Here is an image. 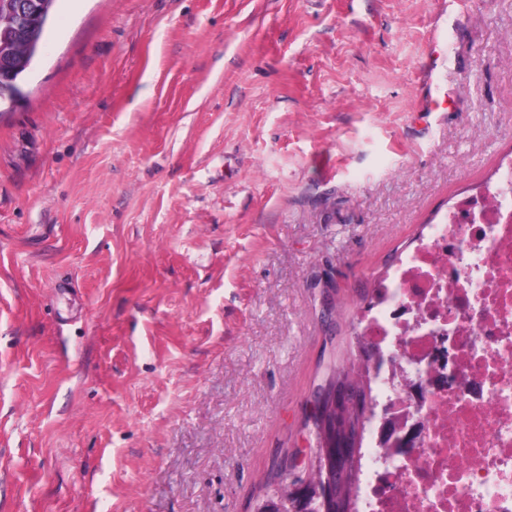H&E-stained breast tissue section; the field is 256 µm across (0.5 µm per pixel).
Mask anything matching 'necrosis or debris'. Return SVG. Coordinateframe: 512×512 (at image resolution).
<instances>
[{"mask_svg":"<svg viewBox=\"0 0 512 512\" xmlns=\"http://www.w3.org/2000/svg\"><path fill=\"white\" fill-rule=\"evenodd\" d=\"M372 282L355 512H512V156Z\"/></svg>","mask_w":512,"mask_h":512,"instance_id":"4bbe7bcc","label":"necrosis or debris"}]
</instances>
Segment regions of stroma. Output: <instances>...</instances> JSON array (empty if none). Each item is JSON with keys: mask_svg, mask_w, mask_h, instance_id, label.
I'll return each instance as SVG.
<instances>
[{"mask_svg": "<svg viewBox=\"0 0 512 512\" xmlns=\"http://www.w3.org/2000/svg\"><path fill=\"white\" fill-rule=\"evenodd\" d=\"M0 103V512H254L372 274L512 151V0H57Z\"/></svg>", "mask_w": 512, "mask_h": 512, "instance_id": "obj_1", "label": "stroma"}]
</instances>
